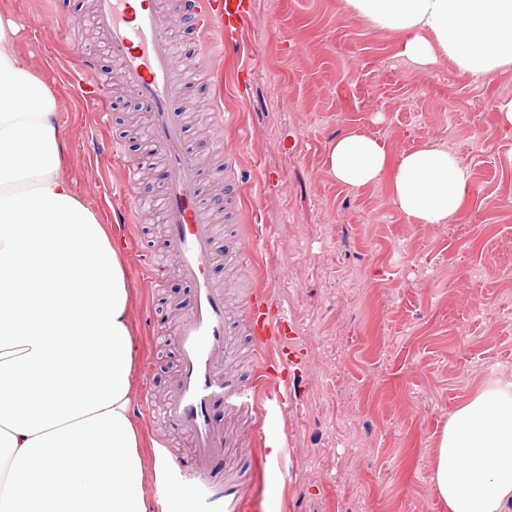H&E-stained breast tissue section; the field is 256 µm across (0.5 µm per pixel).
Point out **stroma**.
<instances>
[{"label":"stroma","instance_id":"1","mask_svg":"<svg viewBox=\"0 0 512 512\" xmlns=\"http://www.w3.org/2000/svg\"><path fill=\"white\" fill-rule=\"evenodd\" d=\"M251 2L248 53L225 54L220 81L180 80L178 95L221 96L234 115L225 125L204 111L184 125L205 161L200 190L226 151L240 166L233 195L206 206L224 218L209 274L239 334L249 294L270 286L295 326L297 398L264 416L216 407L225 451L214 472L243 483L260 512H448L433 483L448 416L488 382H512V137L498 121L499 104L512 99V69L476 82L446 60L415 67L397 56V35L372 31L344 0ZM94 9L93 0H0L19 27L17 49L58 96L61 176L101 223L114 209L132 211L121 252L143 485L151 512H199L158 482L152 465L158 452L193 454L163 415L179 370L174 330L192 290L171 266L151 284L153 265L165 260V237L154 230L163 216L140 203L161 199L168 173L149 130L123 138L118 120L140 109L137 98L112 89L104 127L73 79L87 56L99 73L119 70L102 40L87 38ZM352 131L395 157L423 147L456 155L471 181L455 223H410L390 201L388 178L360 188L336 181L327 147ZM112 138L123 139L124 161L93 152V141ZM130 163L151 169L148 189L114 198Z\"/></svg>","mask_w":512,"mask_h":512}]
</instances>
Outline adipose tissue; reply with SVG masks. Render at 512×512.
<instances>
[{
  "mask_svg": "<svg viewBox=\"0 0 512 512\" xmlns=\"http://www.w3.org/2000/svg\"><path fill=\"white\" fill-rule=\"evenodd\" d=\"M399 37L416 66L451 60L480 81L512 65V0H345ZM0 14V512H147L123 261L95 210L59 175L55 94ZM328 167L357 188L391 176L416 224H449L469 185L438 148L390 162L376 138L333 141ZM434 487L448 512H512V384L486 385L448 417Z\"/></svg>",
  "mask_w": 512,
  "mask_h": 512,
  "instance_id": "adipose-tissue-1",
  "label": "adipose tissue"
}]
</instances>
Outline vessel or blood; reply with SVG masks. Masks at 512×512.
I'll return each instance as SVG.
<instances>
[{
    "mask_svg": "<svg viewBox=\"0 0 512 512\" xmlns=\"http://www.w3.org/2000/svg\"><path fill=\"white\" fill-rule=\"evenodd\" d=\"M187 6L204 39L206 59L223 56L228 49L245 50L250 0H188ZM176 21L157 0L96 2V25L120 65L117 78L135 89L150 113L151 136L167 168L166 261L194 290L176 330L181 367L166 408L168 419L193 441L194 455L188 462L175 459L174 471L200 512H245L243 488L212 479L213 463L224 454V430L214 410L221 404L228 411L248 414L269 401L281 409L288 406L283 385L294 360L283 340L292 334L293 325L276 308L270 290H256L247 315L259 364L250 385L229 384L224 375V359L233 350L229 314L223 289L208 274L216 256L217 234L200 204L197 164L186 146L175 86L177 57L169 33ZM89 70V65H82L76 80L87 106L106 114L109 81L90 77Z\"/></svg>",
    "mask_w": 512,
    "mask_h": 512,
    "instance_id": "vessel-or-blood-1",
    "label": "vessel or blood"
}]
</instances>
